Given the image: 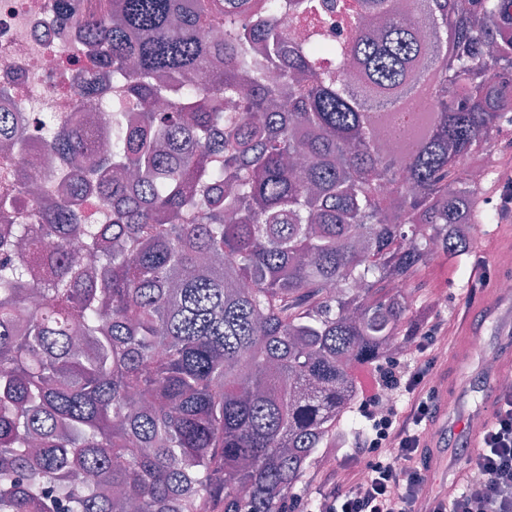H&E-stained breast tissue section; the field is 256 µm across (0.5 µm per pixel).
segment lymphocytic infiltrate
I'll list each match as a JSON object with an SVG mask.
<instances>
[{
	"label": "lymphocytic infiltrate",
	"mask_w": 512,
	"mask_h": 512,
	"mask_svg": "<svg viewBox=\"0 0 512 512\" xmlns=\"http://www.w3.org/2000/svg\"><path fill=\"white\" fill-rule=\"evenodd\" d=\"M433 364L408 366L402 376L372 375L361 386L360 415L368 431L358 446L369 456L365 465L320 473L319 512H512V390L498 389L492 413L480 431V445L470 453L442 460L429 442L445 416L433 382ZM404 389V411L374 409L382 392ZM462 468V484L447 492L428 487L430 470L440 463Z\"/></svg>",
	"instance_id": "1"
}]
</instances>
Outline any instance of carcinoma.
I'll list each match as a JSON object with an SVG mask.
<instances>
[{
    "label": "carcinoma",
    "instance_id": "1",
    "mask_svg": "<svg viewBox=\"0 0 512 512\" xmlns=\"http://www.w3.org/2000/svg\"><path fill=\"white\" fill-rule=\"evenodd\" d=\"M95 2L50 9L112 68L78 84L115 85L109 153L44 118L34 209L0 112V512H284L424 318L391 284L499 220L456 173L512 124V0ZM333 10L332 46L280 22ZM26 168L30 180L39 187L40 197L37 202L41 203L44 198L51 194L55 184V179L51 177V169L33 163L26 164Z\"/></svg>",
    "mask_w": 512,
    "mask_h": 512
}]
</instances>
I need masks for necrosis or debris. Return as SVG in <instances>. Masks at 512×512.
<instances>
[{
    "label": "necrosis or debris",
    "instance_id": "1",
    "mask_svg": "<svg viewBox=\"0 0 512 512\" xmlns=\"http://www.w3.org/2000/svg\"><path fill=\"white\" fill-rule=\"evenodd\" d=\"M48 0H0V84L8 109L26 126L30 139L43 136L42 117L77 110V75L94 72L87 55L74 54L71 33L49 24Z\"/></svg>",
    "mask_w": 512,
    "mask_h": 512
}]
</instances>
